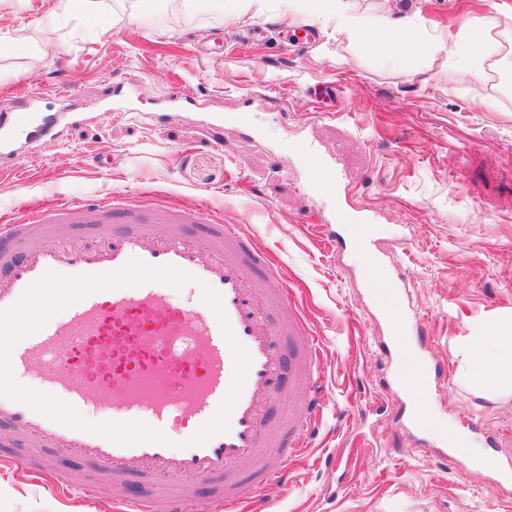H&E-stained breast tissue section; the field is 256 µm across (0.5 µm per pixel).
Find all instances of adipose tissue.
Masks as SVG:
<instances>
[{"instance_id":"1","label":"adipose tissue","mask_w":512,"mask_h":512,"mask_svg":"<svg viewBox=\"0 0 512 512\" xmlns=\"http://www.w3.org/2000/svg\"><path fill=\"white\" fill-rule=\"evenodd\" d=\"M280 6L283 16L316 20L366 54L421 60L442 53L448 62L477 80L487 70L504 64L499 57L500 44L493 36L500 25L496 18L467 23L448 44L411 38L412 17L390 10L365 14L359 11L356 0H280ZM462 351L464 376L488 397L512 395V320L496 321L490 333L469 337Z\"/></svg>"}]
</instances>
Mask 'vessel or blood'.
Here are the masks:
<instances>
[{
    "instance_id": "vessel-or-blood-1",
    "label": "vessel or blood",
    "mask_w": 512,
    "mask_h": 512,
    "mask_svg": "<svg viewBox=\"0 0 512 512\" xmlns=\"http://www.w3.org/2000/svg\"><path fill=\"white\" fill-rule=\"evenodd\" d=\"M317 175L326 199L313 221L332 244L351 204L336 192V158L321 160ZM148 197L54 200L0 221V267L8 270L0 279V423L8 427L0 447L24 467L42 453L90 464L125 512H196L198 482L236 512L243 501L263 503L271 482H286L288 460L307 444L321 412L320 338L286 282L256 278L272 257L246 225L220 224L174 201L161 204L165 221L155 224ZM198 223L209 227L205 241L179 230ZM59 285L68 288L66 318L47 312L23 323L33 291ZM382 321L386 336L411 341L394 372L402 386L420 389L409 427L444 439L439 418H422L429 387L446 369L428 353L421 319L392 297ZM287 341L309 394L274 421ZM18 376L62 395L66 412L47 411L18 389ZM89 411L124 426H89Z\"/></svg>"
}]
</instances>
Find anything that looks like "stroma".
Wrapping results in <instances>:
<instances>
[{
	"label": "stroma",
	"instance_id": "stroma-1",
	"mask_svg": "<svg viewBox=\"0 0 512 512\" xmlns=\"http://www.w3.org/2000/svg\"><path fill=\"white\" fill-rule=\"evenodd\" d=\"M413 13L419 33L447 39L467 19L512 0H362ZM54 0H0V110L38 95L60 119L37 158L0 173V217L51 199L93 200L145 189L218 220L246 224L272 253L277 279L323 344L322 413L288 486L267 489L272 512H512V397L460 380L459 347L490 318L512 316V90L497 70L481 86L444 56L393 65L321 25L281 18L276 0L233 18L201 0L174 17L168 0L128 20L106 0V29L53 10ZM57 38L43 47V23ZM316 42H307L305 29ZM338 157L343 185L374 223L403 226L369 251L327 250L310 218L321 193L298 153ZM400 264V298L419 313L447 376L429 412L468 437L465 450L401 435L393 358L381 355L379 306L390 284L368 281V254ZM488 453L496 468L474 469ZM27 483L0 490V512H118L45 476L0 463Z\"/></svg>",
	"mask_w": 512,
	"mask_h": 512
}]
</instances>
